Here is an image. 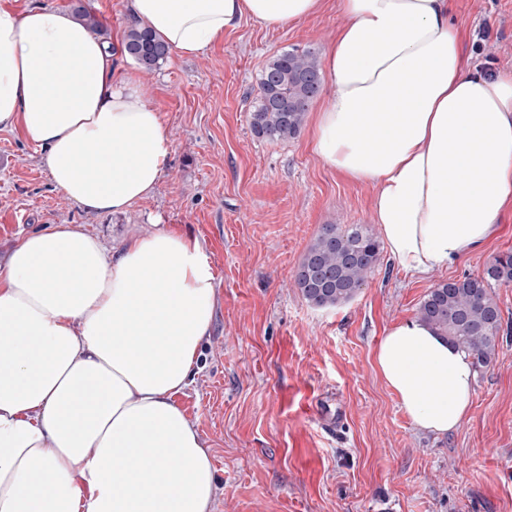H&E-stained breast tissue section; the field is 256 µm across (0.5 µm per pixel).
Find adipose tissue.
Segmentation results:
<instances>
[{"instance_id":"obj_1","label":"adipose tissue","mask_w":512,"mask_h":512,"mask_svg":"<svg viewBox=\"0 0 512 512\" xmlns=\"http://www.w3.org/2000/svg\"><path fill=\"white\" fill-rule=\"evenodd\" d=\"M449 0H336L314 153L376 185L387 255L424 279L489 242L512 210V71L468 66ZM323 0H127L172 51L203 53L249 17L282 27ZM109 43L67 11L0 5V130L44 152L84 210L150 197L172 142ZM217 305L199 239L161 229L110 253L82 227L25 237L0 269V512H211L214 468L175 397ZM138 345H131V338ZM375 367L420 429L465 422L471 356L421 320L389 330ZM41 484H34V476Z\"/></svg>"}]
</instances>
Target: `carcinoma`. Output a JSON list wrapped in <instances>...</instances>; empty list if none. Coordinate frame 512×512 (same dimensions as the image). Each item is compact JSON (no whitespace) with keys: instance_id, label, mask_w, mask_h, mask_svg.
I'll return each instance as SVG.
<instances>
[{"instance_id":"1","label":"carcinoma","mask_w":512,"mask_h":512,"mask_svg":"<svg viewBox=\"0 0 512 512\" xmlns=\"http://www.w3.org/2000/svg\"><path fill=\"white\" fill-rule=\"evenodd\" d=\"M76 14L92 32H103L96 14L81 6ZM124 49L147 72L160 67L170 54L151 29L139 25L127 31ZM322 81L318 53L311 46H294L273 57L259 78L253 134L271 141L296 137ZM379 255V242L366 227L325 224L296 271V287L314 307L343 304L353 299L374 272ZM511 283L510 252L496 256L480 277L437 285L420 302L418 317L438 336L469 354L480 371L494 360L502 328L492 288Z\"/></svg>"}]
</instances>
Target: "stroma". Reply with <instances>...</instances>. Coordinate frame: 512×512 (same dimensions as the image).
<instances>
[{
  "instance_id": "obj_1",
  "label": "stroma",
  "mask_w": 512,
  "mask_h": 512,
  "mask_svg": "<svg viewBox=\"0 0 512 512\" xmlns=\"http://www.w3.org/2000/svg\"><path fill=\"white\" fill-rule=\"evenodd\" d=\"M21 12L83 5L121 41L126 0H0ZM465 54L512 69V0H451ZM345 16L336 0L271 29L251 20L205 54L171 53L138 71L172 152L154 193L115 214L86 212L51 182L41 150L0 130V265L30 233L73 224L106 246L160 229L196 237L217 277L218 304L199 364L176 397L211 456L212 512H512V284L492 290L502 331L478 372L455 432L420 431L374 367L386 328L415 318L438 284L482 275L512 252V211L481 250L425 279L381 256L349 302L311 306L294 284L321 227L377 232L374 188L342 178L314 154L310 126L287 141L257 138L251 115L269 60L294 46L326 52Z\"/></svg>"
}]
</instances>
